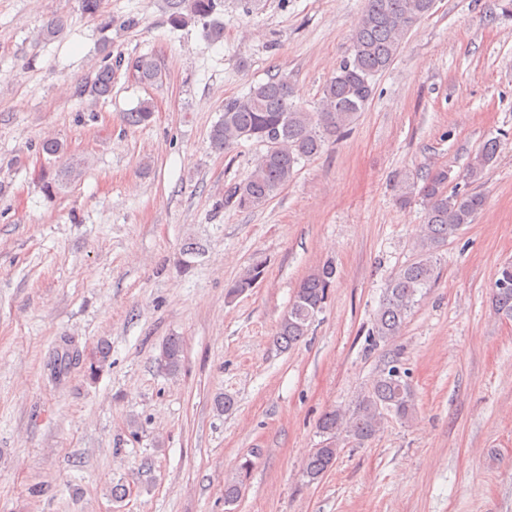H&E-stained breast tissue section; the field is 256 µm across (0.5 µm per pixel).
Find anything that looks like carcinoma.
Wrapping results in <instances>:
<instances>
[{
	"label": "carcinoma",
	"mask_w": 512,
	"mask_h": 512,
	"mask_svg": "<svg viewBox=\"0 0 512 512\" xmlns=\"http://www.w3.org/2000/svg\"><path fill=\"white\" fill-rule=\"evenodd\" d=\"M89 15L100 19L102 27H112V16L102 11V0H81ZM436 0H365L362 18L352 35L349 55L322 87L315 111L293 103L292 85L285 76H277L250 88L241 97L224 104V114L210 131L211 148L222 154L243 140L264 146L254 168L241 182L225 191L224 203L241 210L259 208L288 185L301 161L322 152L325 145L343 138L358 114L366 109L374 95L375 77L388 69L398 55L402 41L412 28L434 9ZM169 21L175 28L190 21L209 17L216 0H165ZM137 78L146 84L160 80L155 61L139 56L130 62ZM112 66L96 71L82 89L102 98L112 94ZM154 116V106L146 101L125 113L124 122L132 127L145 125ZM497 156V143L486 142L471 159L465 177L479 180ZM79 164L61 165L43 176L46 192L79 175ZM451 170L440 167L428 171L421 182H406L400 187L399 201H413L424 210L425 220L416 243L415 259L402 266L386 283L380 307L374 317L372 335L381 340L400 334L411 310L425 298L437 278V251L463 225L471 224L483 209L485 198L477 192L448 190ZM336 276V267L324 263L301 280L288 310L282 315L275 343L288 350L305 336L315 317L323 309L328 290ZM263 270H247L230 289L237 295L255 287ZM494 310L503 319L512 320V263L499 267L493 285ZM157 367L168 375L180 372L183 344L178 336L163 343L156 358ZM397 355L388 357L371 385L359 393L346 409H332L318 421L319 447L312 450L302 467L305 484L321 482L333 467L345 436L362 444L372 439L387 416L401 422L411 421L416 413L415 393L408 373L401 370ZM252 467V461L240 463L235 476L224 482V500L235 503Z\"/></svg>",
	"instance_id": "obj_1"
}]
</instances>
